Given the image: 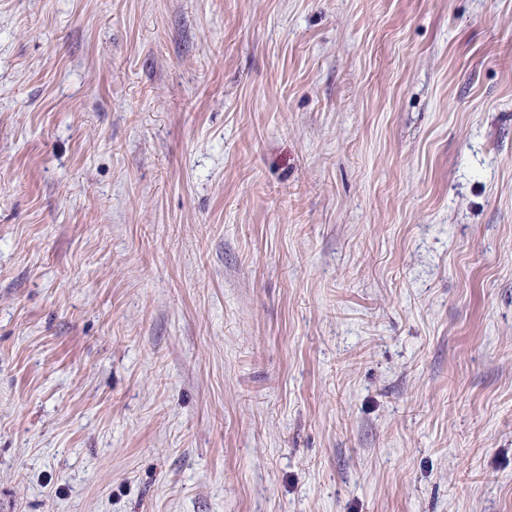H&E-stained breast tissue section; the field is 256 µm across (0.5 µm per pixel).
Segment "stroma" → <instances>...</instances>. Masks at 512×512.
<instances>
[{"label": "stroma", "mask_w": 512, "mask_h": 512, "mask_svg": "<svg viewBox=\"0 0 512 512\" xmlns=\"http://www.w3.org/2000/svg\"><path fill=\"white\" fill-rule=\"evenodd\" d=\"M0 512H512V0H0Z\"/></svg>", "instance_id": "stroma-1"}]
</instances>
